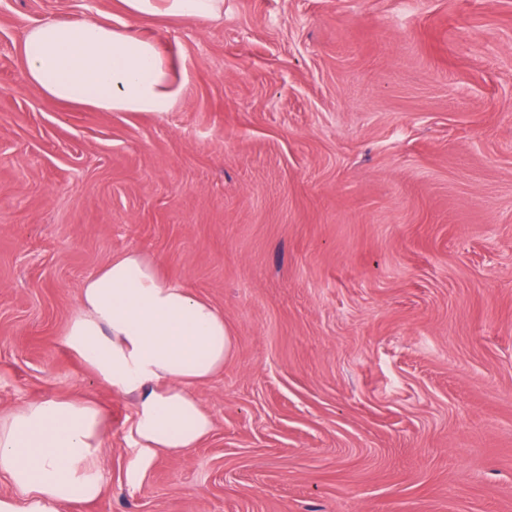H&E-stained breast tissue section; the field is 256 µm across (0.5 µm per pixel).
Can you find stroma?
<instances>
[{
	"mask_svg": "<svg viewBox=\"0 0 512 512\" xmlns=\"http://www.w3.org/2000/svg\"><path fill=\"white\" fill-rule=\"evenodd\" d=\"M118 0H0V414L107 412L63 512H512V0H224L141 27L164 118L46 98L18 48ZM135 249L224 313L213 430L132 470V399L61 343Z\"/></svg>",
	"mask_w": 512,
	"mask_h": 512,
	"instance_id": "1",
	"label": "stroma"
}]
</instances>
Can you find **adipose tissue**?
Returning a JSON list of instances; mask_svg holds the SVG:
<instances>
[{
    "label": "adipose tissue",
    "instance_id": "1",
    "mask_svg": "<svg viewBox=\"0 0 512 512\" xmlns=\"http://www.w3.org/2000/svg\"><path fill=\"white\" fill-rule=\"evenodd\" d=\"M119 2L124 24L51 16L28 29L20 45L24 75L59 102L166 116L184 79L164 46L134 24L217 18L224 0ZM61 343L134 399L135 465L160 453L181 456L210 435L198 389L223 372L231 333L221 310L167 279L156 260L125 250L86 277ZM104 436V412L90 399L43 398L0 415V475L17 491L0 498V512H62L99 499L95 460Z\"/></svg>",
    "mask_w": 512,
    "mask_h": 512
}]
</instances>
